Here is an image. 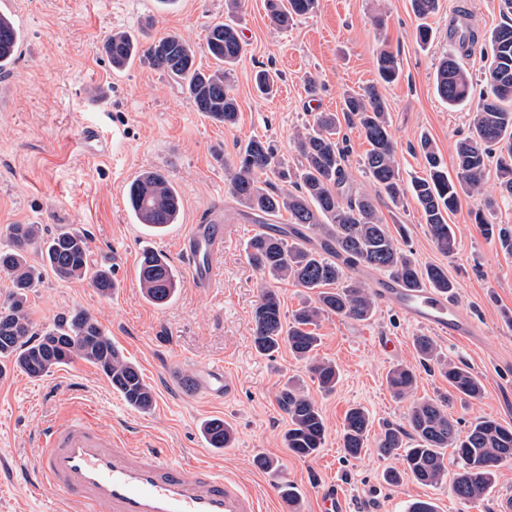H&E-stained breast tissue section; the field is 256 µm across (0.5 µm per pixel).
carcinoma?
<instances>
[{
	"mask_svg": "<svg viewBox=\"0 0 512 512\" xmlns=\"http://www.w3.org/2000/svg\"><path fill=\"white\" fill-rule=\"evenodd\" d=\"M267 7L273 23L286 28L293 18L313 12L317 0H267ZM451 39L456 49L441 60L434 85L437 95L455 107L471 100V80L460 58L477 42V35L465 27L454 30ZM19 41L12 20L0 14V71L16 58ZM489 41L487 90L472 112L469 134L457 144L455 176L448 174L447 164L426 138L419 144L423 175L410 183L412 199L437 250L448 256L456 249L448 218L460 208L463 198L480 190L494 156L502 192L512 198V23L497 27ZM205 44L217 61L214 69L198 67L195 48L176 33L145 47L131 33L114 30L104 41L103 51L115 71L124 70L138 59L167 74L180 85L196 111L215 123L233 125L238 104L227 71L243 52L240 31L230 21L216 23L208 27ZM376 64L382 82L398 81L400 65L394 52L381 50ZM341 112L370 146L363 166L374 187L372 195L350 190L347 155L339 142V118L334 113L319 114L297 137L300 161L294 169L278 158L267 142L257 138L240 147L236 160L228 165L232 196L260 223L268 224L286 212L291 224L287 232L271 228L253 235L247 244L249 261L262 275L276 281L289 279L312 294L288 320L279 294L263 288L253 312L254 346L261 354L287 346L296 359L310 364L313 379L325 392L335 389L339 372L334 363L315 358L320 343L315 328L325 317L336 315L365 322L375 312L374 296L357 277L358 269L380 272L410 288H432L449 294L455 290L448 270L436 264H421L400 241L405 227L399 226V237H394L378 213L376 197L383 194L396 206L404 197L386 99L371 86L361 93L344 95ZM126 202L137 223L157 234L180 223L182 217L180 192L157 169L140 171L127 186ZM474 218L486 237L498 240L500 247L512 254V227L490 224L479 211ZM7 239V244L0 247V272L9 276L12 288L0 303V375L6 360L28 376L39 378L80 358L95 365L131 408L152 410V387L88 311L74 309L40 332L33 331L28 292L42 281L47 270L60 280L88 278L99 295L112 294V270L91 266L86 235L72 230L56 233L44 241L41 262L36 264L29 254L41 239V225L13 224ZM137 276L144 297L157 306L167 304L179 286L171 263L153 250L142 254ZM415 348L424 361L437 355V344L430 336L416 337ZM440 374L453 393L470 399L482 397V383L467 366L444 361ZM387 383L394 396L402 399L413 393L416 375L399 364L389 370ZM279 403L288 416L287 448L300 458L315 456L326 436L318 407L291 381L282 389ZM368 433V412L358 406L348 409L342 430V445L348 456L361 455L367 447ZM202 434L214 449L229 448L235 440L232 427L220 418L205 421ZM376 448L385 456L402 458L403 471L387 472L388 482H399L405 472L431 486L447 481L445 450L453 449L461 466L454 474L451 490L461 502L474 503L483 500L493 486L500 460L512 458V427L493 417H481L463 429L443 403L426 400L413 406L407 426H386Z\"/></svg>",
	"mask_w": 512,
	"mask_h": 512,
	"instance_id": "1",
	"label": "carcinoma"
}]
</instances>
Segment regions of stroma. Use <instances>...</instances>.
Masks as SVG:
<instances>
[{"label":"stroma","mask_w":512,"mask_h":512,"mask_svg":"<svg viewBox=\"0 0 512 512\" xmlns=\"http://www.w3.org/2000/svg\"><path fill=\"white\" fill-rule=\"evenodd\" d=\"M465 25L480 41L462 65L472 82L471 103L449 108L434 89V73L449 49L448 26L459 8ZM22 33L12 66L0 73V244L13 224H38L44 237L62 230L84 233L90 264L108 266L116 286L99 295L88 281H62L45 273L29 294L35 330L75 309L92 313L113 343L141 369L156 397L142 413L128 406L91 363L77 359L32 378L16 368L0 375V512H54L51 493L27 494L21 473L37 461L40 433L50 422L75 411L88 416L104 433L123 431L130 447L153 444L172 449L185 470L205 460L256 488L264 512H287L279 482L295 486L298 512H321L316 487L335 482L351 499L350 512H406L410 503L429 500L438 512H495L512 496V460L499 468L497 480L480 504H461L450 484L425 486L403 474L398 483L384 479L401 471L400 458L380 455L375 446L359 457L346 455L341 433L346 411L364 407L370 437L386 426L402 425L414 402L448 397L449 414L461 424L491 416L512 426V255L486 238L473 213L486 199L491 223L512 226V200L500 197L496 167H488L479 194L465 199L449 218L456 250L446 257L435 247L420 209L412 199L394 206L377 200L385 224L405 225L409 247L424 263L447 268L455 283L460 315L477 321V339L440 336L443 357L468 365L484 387L481 399L449 398L448 382L437 362H421L414 346L424 328L377 306L371 320L336 316L322 321L320 357L336 362L340 379L333 392H322L304 362L281 349L274 356L256 352L252 315L260 300L261 276L246 259L255 234V217L230 194L225 165L252 138L269 141L279 158L297 165L294 138L321 112H340L342 97L376 82L381 47L399 55L401 75L381 87L391 120L397 160L404 176L420 174L421 137L430 138L447 165L456 163V146L469 130L474 99L485 92L488 35L512 21L501 0H440L428 22L436 37L419 47L411 0H319L317 9L288 28L276 27L266 0H243L239 26L244 51L230 76L238 103L235 125L213 123L162 72L133 63L113 71L102 50L106 36L123 29L140 43L167 34L181 35L198 49L197 61L213 59L203 46L209 25L223 21L224 0H12L7 10ZM280 76L275 96L263 98L253 88L257 70ZM316 78V95L306 90ZM104 136L98 158H91L81 136L85 126ZM165 172L183 198L180 223L153 236L127 210V185L144 169ZM223 207L232 231L216 264L218 287L201 291L188 282L178 244L190 224L211 207ZM165 255L180 288L173 301L157 307L143 296L137 268L144 250ZM417 376L410 397L399 399L386 375L395 365ZM221 365L234 374L238 390L211 400L185 390L182 378H198ZM301 384L321 411L326 439L307 459L287 448L288 417L278 395L287 381ZM220 417L235 433L232 447L209 448L200 432L203 421ZM281 464L279 476L260 469L258 458Z\"/></svg>","instance_id":"1"}]
</instances>
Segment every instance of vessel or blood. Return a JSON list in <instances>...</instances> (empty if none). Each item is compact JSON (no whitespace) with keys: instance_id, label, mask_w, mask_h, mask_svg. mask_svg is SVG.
I'll return each instance as SVG.
<instances>
[{"instance_id":"b4317fda","label":"vessel or blood","mask_w":512,"mask_h":512,"mask_svg":"<svg viewBox=\"0 0 512 512\" xmlns=\"http://www.w3.org/2000/svg\"><path fill=\"white\" fill-rule=\"evenodd\" d=\"M228 228L224 213L207 210L179 243L193 287L210 289L218 280L216 256ZM382 304L440 336L477 337L476 324L461 318L456 303L429 288H408L393 279L377 281ZM237 387L223 368L209 369L197 390L209 398L230 396ZM41 454L27 475V488L56 497L58 512H262L257 490L240 479L201 464L186 472L167 448H131L121 436L103 435L86 417L49 424L40 435ZM322 512H349L338 485L317 491Z\"/></svg>"}]
</instances>
